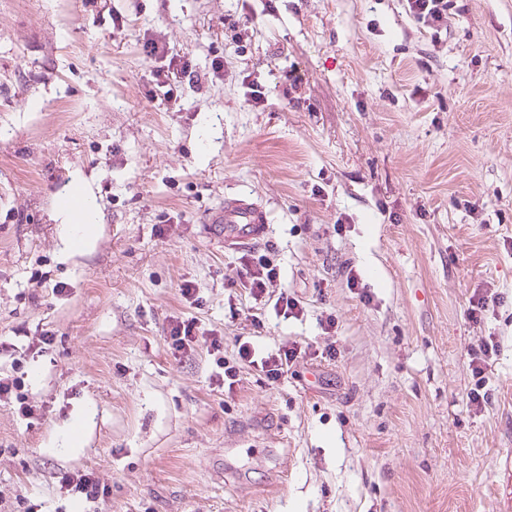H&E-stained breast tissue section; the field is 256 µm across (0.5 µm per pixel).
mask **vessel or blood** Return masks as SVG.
<instances>
[{
    "label": "vessel or blood",
    "mask_w": 512,
    "mask_h": 512,
    "mask_svg": "<svg viewBox=\"0 0 512 512\" xmlns=\"http://www.w3.org/2000/svg\"><path fill=\"white\" fill-rule=\"evenodd\" d=\"M209 230L214 238L225 245L242 248L260 240L268 227L269 216L259 202L239 197L225 201L207 217Z\"/></svg>",
    "instance_id": "1"
}]
</instances>
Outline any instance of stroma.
<instances>
[{"mask_svg":"<svg viewBox=\"0 0 512 512\" xmlns=\"http://www.w3.org/2000/svg\"><path fill=\"white\" fill-rule=\"evenodd\" d=\"M77 181L98 232L67 253ZM239 194L269 213L289 315L209 236ZM175 317L230 360L301 354L227 390L205 348L172 353ZM490 337L477 408L468 351ZM0 374L25 382L0 401V512H501L512 0H450L437 36L405 0H0Z\"/></svg>","mask_w":512,"mask_h":512,"instance_id":"35a3bbf8","label":"stroma"}]
</instances>
